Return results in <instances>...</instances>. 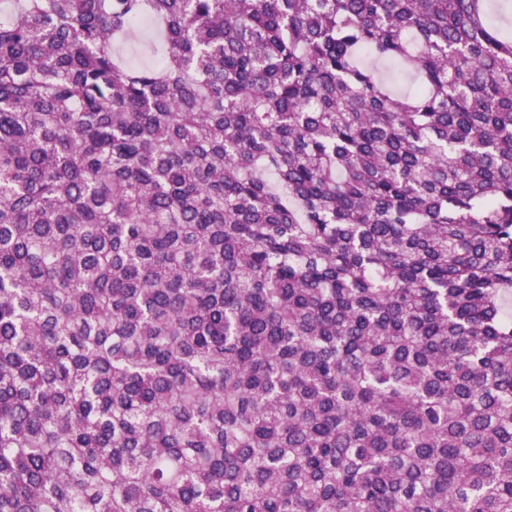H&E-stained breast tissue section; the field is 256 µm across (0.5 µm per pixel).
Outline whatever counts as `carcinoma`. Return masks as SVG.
<instances>
[{"label":"carcinoma","instance_id":"carcinoma-1","mask_svg":"<svg viewBox=\"0 0 512 512\" xmlns=\"http://www.w3.org/2000/svg\"><path fill=\"white\" fill-rule=\"evenodd\" d=\"M1 14L0 512H512L508 3ZM156 37L155 30L149 29H143L137 38H133L129 40L123 47H122V53L126 60H128L130 63L134 65H140V64H147L150 62V57L146 56L142 53L140 49L139 41L140 39L144 37Z\"/></svg>","mask_w":512,"mask_h":512}]
</instances>
